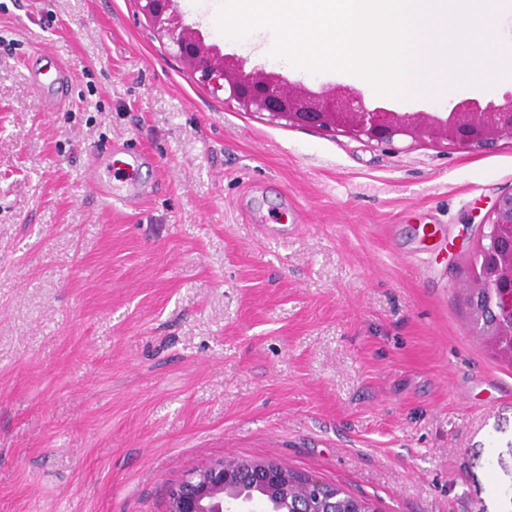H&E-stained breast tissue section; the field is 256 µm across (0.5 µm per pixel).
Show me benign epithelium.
Returning a JSON list of instances; mask_svg holds the SVG:
<instances>
[{"instance_id":"7a95c632","label":"benign epithelium","mask_w":512,"mask_h":512,"mask_svg":"<svg viewBox=\"0 0 512 512\" xmlns=\"http://www.w3.org/2000/svg\"><path fill=\"white\" fill-rule=\"evenodd\" d=\"M142 13L212 91L227 94L244 112L265 114L290 126H318L350 139L391 145L397 138H426L454 149L487 147L512 139V91L497 101L465 98L448 112H395L365 102L362 92L343 85L314 91L273 71L254 67L206 43L185 22L177 0H138ZM468 285V304L481 336H505L512 359V189L491 208ZM232 471L218 460L189 470L169 489L165 512H255V502L231 493Z\"/></svg>"}]
</instances>
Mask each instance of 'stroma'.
<instances>
[{"mask_svg": "<svg viewBox=\"0 0 512 512\" xmlns=\"http://www.w3.org/2000/svg\"><path fill=\"white\" fill-rule=\"evenodd\" d=\"M221 0H179L226 53ZM73 74L44 111L25 65ZM142 152L144 194L87 191ZM512 140L391 146L238 110L137 0H0V512H165L192 468L272 459L378 512H512V365L466 302ZM105 155L106 168H108V174L112 176L117 172L127 173L126 179H121L122 182H128L130 175H132L137 168L136 164V152L124 151L122 157L117 158L116 153H112V146L105 151L91 154L88 165V178L87 181L91 189L94 190L95 194L105 200H114L119 203H125L124 197L120 196L114 187H112V181L103 179L101 175V166L99 163L100 155Z\"/></svg>", "mask_w": 512, "mask_h": 512, "instance_id": "stroma-1", "label": "stroma"}]
</instances>
